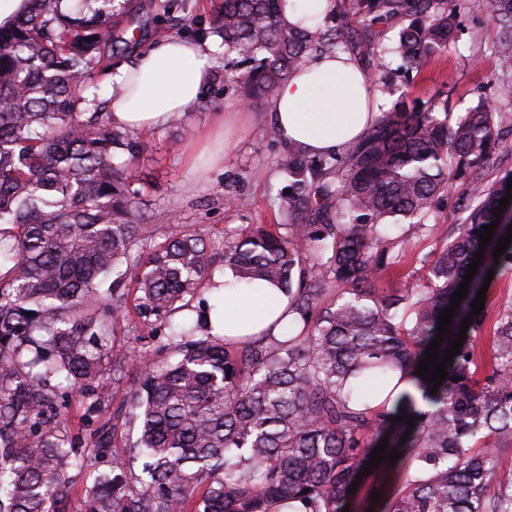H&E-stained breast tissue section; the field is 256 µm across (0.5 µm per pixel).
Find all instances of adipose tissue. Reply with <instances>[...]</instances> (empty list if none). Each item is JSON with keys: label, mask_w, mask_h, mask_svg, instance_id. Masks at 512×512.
Wrapping results in <instances>:
<instances>
[{"label": "adipose tissue", "mask_w": 512, "mask_h": 512, "mask_svg": "<svg viewBox=\"0 0 512 512\" xmlns=\"http://www.w3.org/2000/svg\"><path fill=\"white\" fill-rule=\"evenodd\" d=\"M215 51L207 41L162 37L145 45L136 60L112 67L108 82L121 90L110 104L113 123L148 132L180 118L211 82ZM370 83L367 72L348 55L314 57L271 100L273 126L281 140L309 155L344 152L380 116V102L370 95ZM219 280L222 289L207 293L209 319L225 335H259L288 308L287 293L273 285L237 283L229 270Z\"/></svg>", "instance_id": "1"}]
</instances>
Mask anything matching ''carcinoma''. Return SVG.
<instances>
[{
	"instance_id": "cac0c4a2",
	"label": "carcinoma",
	"mask_w": 512,
	"mask_h": 512,
	"mask_svg": "<svg viewBox=\"0 0 512 512\" xmlns=\"http://www.w3.org/2000/svg\"><path fill=\"white\" fill-rule=\"evenodd\" d=\"M59 2L28 0L0 27V512H342L386 435L400 459L379 465L391 474L381 512H512V472L497 465L512 446V304L494 319L479 378L488 310L474 316L471 303L485 272L443 334L440 360L471 321L448 378L432 395L415 375L482 226L505 228L494 209L506 183L474 174L497 143L498 109L480 102L450 135L431 107L395 108L343 156L309 161L292 148L278 169L288 233L258 229L223 253L237 282L288 292V326L236 341L194 306L214 285L210 238L170 225L146 234L124 178L134 142L76 81L112 51L114 0H71L65 13ZM349 6L366 32L397 27L394 52L410 64L453 32L434 0ZM488 6L509 70L512 0ZM219 22L224 52L251 63L238 82L246 102L274 98L311 50L340 37L285 24L280 0H224ZM461 179L467 216L426 284L375 287L398 264L397 218L447 235L428 223L431 202ZM304 211L309 224L298 223ZM130 281L155 345L127 336ZM328 283L336 298L323 306ZM131 365L140 376L125 387ZM403 382L427 408L396 392ZM400 414L416 418L409 435ZM121 426L136 431L124 462L112 452Z\"/></svg>"
}]
</instances>
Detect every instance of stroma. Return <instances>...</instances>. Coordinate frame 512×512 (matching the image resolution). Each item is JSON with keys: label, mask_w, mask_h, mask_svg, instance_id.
Instances as JSON below:
<instances>
[{"label": "stroma", "mask_w": 512, "mask_h": 512, "mask_svg": "<svg viewBox=\"0 0 512 512\" xmlns=\"http://www.w3.org/2000/svg\"><path fill=\"white\" fill-rule=\"evenodd\" d=\"M169 2L155 0L152 9L128 14L113 27L115 61L129 60L137 45L169 34L201 41L214 38L213 20L222 0H186V10L171 13L166 10ZM447 11L455 19V29L443 53L413 68L388 51L370 60L360 59L359 64L371 77L386 78L392 90L388 104L414 112L447 101L451 128L479 99L495 103L506 115L500 130L503 146L491 155L481 174L486 181L498 182L512 175V72L499 66L500 30L490 10L475 9L472 0H447ZM215 70L213 82L188 112L141 136L130 172L144 202L146 223L155 224L158 215L166 214L177 224L195 226L212 238L283 223L276 204L283 187L278 165L289 152L270 132L267 102L247 105L240 99L234 80L239 65L219 64ZM216 111L242 114L230 134L233 146L220 165L202 161L190 167L187 148ZM238 197L246 200V208L233 206ZM403 229L406 245L400 262L395 273L381 281V288L422 287L430 262L445 244L444 238L418 225L407 223Z\"/></svg>", "instance_id": "stroma-1"}]
</instances>
